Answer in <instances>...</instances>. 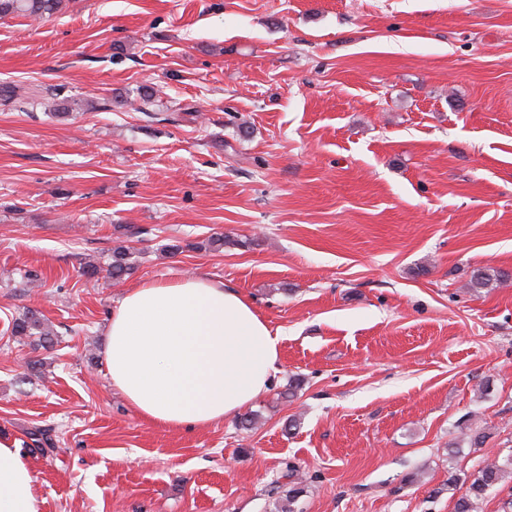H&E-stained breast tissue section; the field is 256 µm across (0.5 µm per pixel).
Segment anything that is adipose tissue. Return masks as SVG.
Wrapping results in <instances>:
<instances>
[{
  "instance_id": "ef3b65f1",
  "label": "adipose tissue",
  "mask_w": 512,
  "mask_h": 512,
  "mask_svg": "<svg viewBox=\"0 0 512 512\" xmlns=\"http://www.w3.org/2000/svg\"><path fill=\"white\" fill-rule=\"evenodd\" d=\"M281 338L239 292L201 276L146 281L109 320L113 387L146 420L191 430L234 416L267 393ZM28 455L0 439V512H43Z\"/></svg>"
}]
</instances>
